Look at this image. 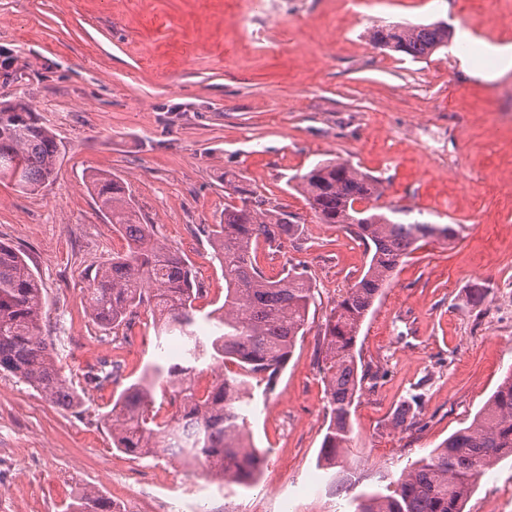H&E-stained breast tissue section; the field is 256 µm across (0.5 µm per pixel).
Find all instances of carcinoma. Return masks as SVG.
Here are the masks:
<instances>
[{
  "mask_svg": "<svg viewBox=\"0 0 512 512\" xmlns=\"http://www.w3.org/2000/svg\"><path fill=\"white\" fill-rule=\"evenodd\" d=\"M369 38L382 49L426 59L448 45V27L440 22L384 25L369 30ZM59 166L56 136L39 121L30 102L1 103L0 180L33 194L55 178ZM224 182L241 205L225 207L224 219L209 231L224 277V315L210 335L195 330L202 312L195 302L205 290L195 284L182 255L159 238L156 225L145 223L128 185L109 171L91 173L87 187L126 241V249L89 276L86 304L94 322L114 330L130 324L137 309L148 305L158 316L157 349L171 339L180 340L183 347L180 362L169 364L158 356L112 402L106 418L116 449L142 458L160 448L185 464L206 463L227 486L248 488L264 457L246 443L243 404L255 388H270L288 364L304 336L315 285L306 270L297 267L277 280L264 276L254 264V247L261 240L280 246L295 238L298 220L253 204L252 191L236 178L226 176ZM297 186L320 223L338 225L363 243L369 255L367 267L331 309L322 335L329 422L319 465L332 469L351 447V409L366 378L359 373L356 343L367 314L417 243L433 238L451 244L459 230L455 224L401 222L402 209L375 205L383 194L381 182L347 161H322L299 176ZM45 304L42 284L23 255L0 242V371L28 383L57 406L78 408L80 394L40 335ZM229 363L237 371L199 390L196 375L214 364ZM160 383L171 388L173 412L159 422L153 408L154 389ZM418 407L416 397L404 401L393 427H412ZM508 455L511 373L503 375L468 426L417 460L393 485L356 494L355 512H463L477 479ZM73 512L113 509L105 498L86 493Z\"/></svg>",
  "mask_w": 512,
  "mask_h": 512,
  "instance_id": "carcinoma-1",
  "label": "carcinoma"
}]
</instances>
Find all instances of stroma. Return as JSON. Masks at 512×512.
<instances>
[{
    "label": "stroma",
    "instance_id": "obj_1",
    "mask_svg": "<svg viewBox=\"0 0 512 512\" xmlns=\"http://www.w3.org/2000/svg\"><path fill=\"white\" fill-rule=\"evenodd\" d=\"M254 0H0V47L9 76L0 102L27 97L61 148L56 178L23 195L0 182V242L18 249L47 300L40 332L83 398L57 407L0 372V457L22 496L0 512H66L85 491L124 498L130 512H353L318 465L328 418L322 381L324 323L367 256L338 226L314 217L295 178L326 159L382 182L380 206L408 221L456 224V242L430 240L404 258L361 327L358 367L368 373L352 409V452L342 479L356 490L396 481L471 423L512 366V67L486 80L443 48L409 57L373 46L374 25L436 21L489 47L512 44V0H369L353 19L344 0H273L264 25ZM122 177L142 216L187 258L223 301L224 279L206 234L237 204L223 174L254 200L299 217L298 239L259 243L267 277L306 266L316 285L305 336L272 390L255 389L249 433L264 462L250 488L228 490L200 468L116 450L104 415L161 351L140 309L131 330L91 318L87 272L124 251L86 177ZM489 285L481 304L470 285ZM121 364L97 389L90 368ZM420 394L416 423L391 420ZM287 510H280V499ZM464 512H512V457L480 477Z\"/></svg>",
    "mask_w": 512,
    "mask_h": 512
}]
</instances>
